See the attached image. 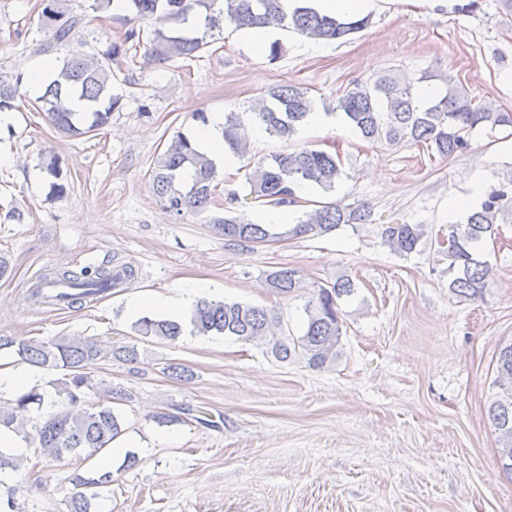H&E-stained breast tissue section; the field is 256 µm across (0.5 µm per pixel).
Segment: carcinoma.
<instances>
[{
    "mask_svg": "<svg viewBox=\"0 0 512 512\" xmlns=\"http://www.w3.org/2000/svg\"><path fill=\"white\" fill-rule=\"evenodd\" d=\"M62 0H47L40 14L41 26L51 32L52 45L69 48V54L53 78L36 98L60 133L80 137L106 125L120 105L112 93V60L122 52L115 43L103 54H90L74 46L81 20L69 16ZM135 15L153 25L148 38L149 52L158 61L192 57L204 51L230 22L245 26H274L325 41H340L362 31L368 19L341 21L318 13L308 6L287 12L281 0H128ZM444 95L428 102L415 93L410 79L384 74L370 82L353 81L339 95L336 109L368 142L424 145L448 157L464 151L468 138L481 127L512 126L511 112H498L478 102L458 86L454 77H444ZM18 88L0 80V112L13 109ZM313 98L308 89L297 85L269 88L254 109L256 121L269 134L288 141L295 136L312 111ZM242 121L236 112L224 114V146L243 157L247 144L239 134ZM216 165L199 152L186 134L179 132L157 157L150 171L157 201L169 214L180 218L204 210L217 189ZM343 175L338 153L312 147L275 152L260 159L248 173L249 195L262 206H297L300 197L295 188L307 183L330 193ZM371 211L365 204L320 202L303 213L293 228L275 232L272 227L233 216L215 217V228L227 245L249 249L253 243H265L290 237L318 236L330 233L341 224H361ZM512 219V174L490 185L480 205L468 213L465 222L448 225V247L440 250L448 259V288L463 300L483 295L489 285L491 268L478 245L492 236L497 225ZM385 243L398 254L416 251L425 236L422 224H390L384 231ZM136 276L131 265L75 274L57 271L45 278L47 283L66 284L76 290L70 305L102 296L130 284ZM266 283L281 296L300 288L298 271L278 266L266 273ZM356 292L349 278L320 285L309 301L307 326L301 336H276L280 317L270 309L244 304L202 299L190 311V333L198 336L224 335L237 341L269 340L275 359L284 362L295 356L308 366L320 369L336 361L341 345L340 301ZM140 336L175 342L185 327L166 319L143 317L135 324ZM14 342L0 336V350ZM16 347V346H14ZM21 360L48 371H58V394L70 408L35 423H30V407L41 405L44 396L32 388L18 395L10 406L0 409V426L12 428L32 440L38 456L58 461L67 456L89 459L112 444L124 429L112 407V389H98L92 370L101 361L114 358L130 361L137 355L133 345L106 350L87 338L61 336L51 341H32L16 347ZM95 391L96 403L86 407L83 399ZM487 417L498 434L503 471L512 476V342L502 346L496 356V377L487 407ZM112 483V472L74 477L78 491L67 501L68 512H94L99 489Z\"/></svg>",
    "mask_w": 512,
    "mask_h": 512,
    "instance_id": "obj_1",
    "label": "carcinoma"
}]
</instances>
